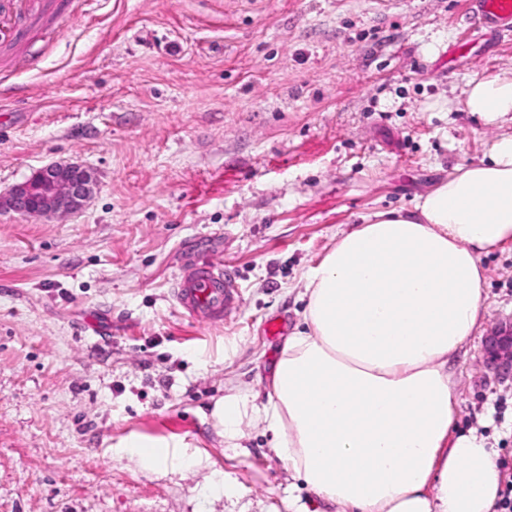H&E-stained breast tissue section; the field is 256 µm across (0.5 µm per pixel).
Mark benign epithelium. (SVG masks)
Here are the masks:
<instances>
[{
  "label": "benign epithelium",
  "mask_w": 512,
  "mask_h": 512,
  "mask_svg": "<svg viewBox=\"0 0 512 512\" xmlns=\"http://www.w3.org/2000/svg\"><path fill=\"white\" fill-rule=\"evenodd\" d=\"M91 172L77 163H52L0 195V211L27 217L68 216L80 212L92 192ZM484 364L496 373L512 372V322L502 321L484 337Z\"/></svg>",
  "instance_id": "1"
}]
</instances>
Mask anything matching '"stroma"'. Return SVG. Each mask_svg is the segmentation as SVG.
<instances>
[{
	"instance_id": "35a3bbf8",
	"label": "stroma",
	"mask_w": 512,
	"mask_h": 512,
	"mask_svg": "<svg viewBox=\"0 0 512 512\" xmlns=\"http://www.w3.org/2000/svg\"><path fill=\"white\" fill-rule=\"evenodd\" d=\"M41 10L0 59V192L53 162L95 183L72 217L0 211V512H337L252 418L234 445L210 411L231 385L266 403L301 279L340 233L512 131L465 108L472 80L512 70V32L473 22L467 0ZM203 260L241 292L207 326L172 293ZM483 265L491 326L512 318V245ZM482 340L450 363L457 426L497 449L506 486L512 376L484 366ZM134 433L170 444L166 471L123 451Z\"/></svg>"
}]
</instances>
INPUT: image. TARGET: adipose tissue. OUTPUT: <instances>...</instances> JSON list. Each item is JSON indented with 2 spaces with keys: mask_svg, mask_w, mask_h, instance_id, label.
Here are the masks:
<instances>
[{
  "mask_svg": "<svg viewBox=\"0 0 512 512\" xmlns=\"http://www.w3.org/2000/svg\"><path fill=\"white\" fill-rule=\"evenodd\" d=\"M465 107L512 114V73L470 82ZM512 243V134L456 166L412 209L342 233L303 276V326L288 335L265 405L234 387L211 416L241 438L253 416L278 457L350 512H493L496 452L455 434L448 364L483 324L484 255Z\"/></svg>",
  "mask_w": 512,
  "mask_h": 512,
  "instance_id": "ef3b65f1",
  "label": "adipose tissue"
}]
</instances>
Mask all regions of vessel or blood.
<instances>
[{
    "label": "vessel or blood",
    "mask_w": 512,
    "mask_h": 512,
    "mask_svg": "<svg viewBox=\"0 0 512 512\" xmlns=\"http://www.w3.org/2000/svg\"><path fill=\"white\" fill-rule=\"evenodd\" d=\"M470 9L475 21L512 28V0H470ZM26 20L14 0H0V44L21 38ZM174 299L202 323H216L236 312L239 285L224 264L205 260L176 279Z\"/></svg>",
    "instance_id": "obj_1"
}]
</instances>
